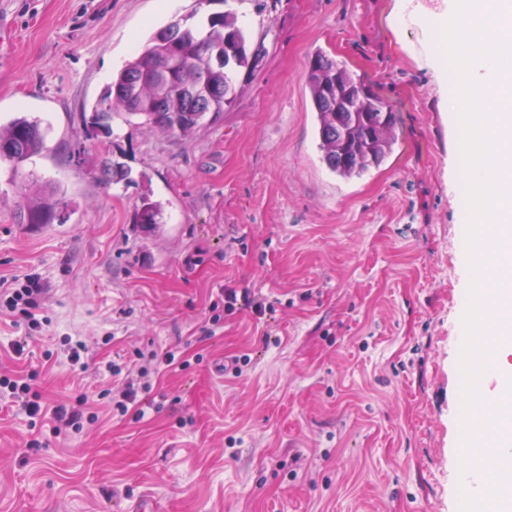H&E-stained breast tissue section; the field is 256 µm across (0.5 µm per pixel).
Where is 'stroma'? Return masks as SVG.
Masks as SVG:
<instances>
[{
  "instance_id": "1",
  "label": "stroma",
  "mask_w": 512,
  "mask_h": 512,
  "mask_svg": "<svg viewBox=\"0 0 512 512\" xmlns=\"http://www.w3.org/2000/svg\"><path fill=\"white\" fill-rule=\"evenodd\" d=\"M393 6L0 0V121L49 124L33 168L66 200L52 223L20 222L0 164V277L45 290L38 328L0 318V374L34 373L52 408L88 400L60 436L0 401V512H127L146 495L154 512H460L465 192L421 33L394 28ZM197 8L235 11L263 48L232 108L188 138L119 119L88 134L113 74ZM318 49L395 114L391 157L353 180L321 160ZM145 197L165 205L150 230ZM228 288L266 311L226 312ZM129 385L140 404L123 412Z\"/></svg>"
}]
</instances>
